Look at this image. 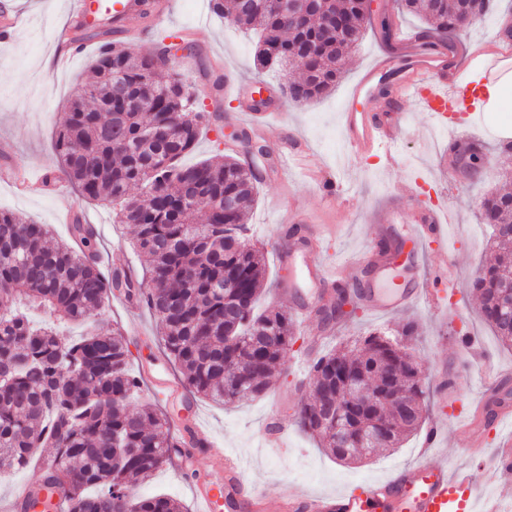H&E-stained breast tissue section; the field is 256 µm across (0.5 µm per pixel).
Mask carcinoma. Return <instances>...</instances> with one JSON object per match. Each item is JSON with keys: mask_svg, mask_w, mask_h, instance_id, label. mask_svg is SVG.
Wrapping results in <instances>:
<instances>
[{"mask_svg": "<svg viewBox=\"0 0 512 512\" xmlns=\"http://www.w3.org/2000/svg\"><path fill=\"white\" fill-rule=\"evenodd\" d=\"M209 2L215 15L257 35L260 68L284 60L302 68L301 79L286 87L297 102L336 87L343 61L371 24L365 0H303L296 24L239 0ZM396 2L399 11L425 21L422 34L452 42L472 26L470 15L486 18L497 0ZM337 15L350 20L341 34L329 29ZM96 36L103 49L56 131L62 175L83 198L119 204V222L135 226V246L146 257L151 283L141 299L160 319L164 349L189 391L226 405L258 396L294 340L287 313L258 309L264 273L258 252L233 251L224 236L227 224L247 227L259 179L239 157L184 163L208 118L190 102L181 76L166 67L171 46L142 55L112 41L110 27ZM134 187L147 200L131 194ZM229 195L236 207L226 213ZM481 219L492 229L497 256L471 288L481 297L483 319L512 347L506 309L512 297V192L488 194ZM226 276L240 287L224 288ZM114 288L141 284L100 267L94 231L82 213H74L70 241L52 245L46 225L0 211V471L25 467L34 448H53L43 480L63 498L66 512H179L165 494L131 492L130 483L150 478L179 442L154 405H131L140 381L128 368L124 332L98 321ZM34 308L51 319L32 324L26 311ZM67 322L92 330L72 337L63 329ZM412 333L409 326L400 339L371 335L354 353L342 349L315 361L314 398L301 404L296 422L322 438L336 459L353 456L337 447L320 407L347 406L353 448L363 425L388 428L384 448L401 445L421 427V381L406 362ZM342 375L369 379L356 400H349ZM389 380L406 394L412 417L374 400Z\"/></svg>", "mask_w": 512, "mask_h": 512, "instance_id": "carcinoma-1", "label": "carcinoma"}]
</instances>
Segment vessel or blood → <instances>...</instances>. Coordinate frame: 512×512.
I'll return each instance as SVG.
<instances>
[{
    "mask_svg": "<svg viewBox=\"0 0 512 512\" xmlns=\"http://www.w3.org/2000/svg\"><path fill=\"white\" fill-rule=\"evenodd\" d=\"M171 7L172 0H75L68 24L72 28L92 21L95 11L101 9L111 13L114 29L132 35L135 21L146 15L163 21ZM76 50L70 33L61 34L54 49L55 69L67 68ZM471 58L481 74L478 87L461 74L452 48L415 33L400 34L398 47L377 55L348 90L339 125L349 153L360 155L382 146L392 149L399 142L404 114L380 100L379 87L384 82L392 85L398 100L419 102L436 120L455 111L464 99L469 102V111H483L490 92L512 82V44L496 40L473 44ZM283 138L285 145L275 156L277 172H287L299 157L313 158V151L291 130H284ZM288 221L278 253L279 263L287 272L282 291L296 302L303 318L330 304L335 290L347 289L369 269L374 270L379 285L361 289L358 297L377 312L394 313L422 301L434 305L450 290L448 251L441 246L452 221L450 211L395 208L384 216V223L412 225L414 238L425 237L441 246L438 266L431 272L417 273L410 288H388L390 257L377 243L357 259L340 265L336 274H329L322 265L307 260L308 254L317 250L318 239L304 215L289 213ZM439 439V432H430L429 447L418 460L384 481H369L345 493L323 496L283 487L279 508L281 512H501L497 501L481 500L469 472H452L446 464L433 461L431 449ZM214 463L224 472V490H199L195 495L198 512H255L262 495L247 486L236 459L220 453ZM509 478L512 448L506 446L494 452L484 468V479L499 482Z\"/></svg>",
    "mask_w": 512,
    "mask_h": 512,
    "instance_id": "1",
    "label": "vessel or blood"
}]
</instances>
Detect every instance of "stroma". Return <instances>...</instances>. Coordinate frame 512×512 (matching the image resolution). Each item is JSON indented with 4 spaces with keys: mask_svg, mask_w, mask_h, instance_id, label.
<instances>
[{
    "mask_svg": "<svg viewBox=\"0 0 512 512\" xmlns=\"http://www.w3.org/2000/svg\"><path fill=\"white\" fill-rule=\"evenodd\" d=\"M9 2L24 23L14 41L0 47V139L13 143L12 165L29 171L34 182L22 193L0 182V210L17 212L48 225L52 237L61 241L69 237L67 224L61 221L62 212L82 208L85 217L100 226L95 248L103 267H111L113 259H123L136 274H143L146 259L133 247V225L113 223L111 209L102 203L79 202L74 193L64 198L53 196L38 183L42 175L57 167L55 132L73 86L86 76L98 47L90 45L62 71L44 69L43 62L51 57L58 35L68 21L72 0ZM369 10L373 24L367 27L362 42L350 55L336 88L309 103L292 101L280 91L286 81L298 80L299 71H290L285 76L277 69H258L255 37L214 15L209 0H174L168 22L129 42L131 48L144 54L155 51L159 42L176 36L178 27L197 31L199 53L192 55L181 50L174 59L176 72L197 94L199 109L209 115V126L201 133L195 150L187 155V163L221 157L232 149L240 155L245 152L242 137L248 128L244 108L237 97L214 86L215 79L229 69L237 79L269 83L289 128L316 152L322 180H340L346 186L350 206L333 210L326 207L318 184L309 182L302 170L279 177L269 157L280 146V131L271 129L269 138L263 142L266 155L257 161L263 178L247 220L250 240L262 250L266 265L260 308L289 313L294 310L293 301L278 291L281 270L276 257L289 209L302 208L311 223L335 225V235L323 238L317 257L318 262L330 268L348 262L379 237V212L387 206L439 203L455 217L454 224L448 227L447 245L452 259L449 273L455 281L456 293L447 313L419 305L388 314L362 307L354 317L333 323L321 317L310 322L295 318L296 340L266 393L239 399L231 405L193 395L165 400L149 389H141L140 401L154 404L170 421L188 420L191 409H198L202 424L211 431L218 447L195 451L194 475L189 479L184 476L181 455L173 454L170 465L157 471L151 480L135 486L136 494L164 493L180 501L187 512H193L195 488L224 478L223 472L212 464L217 450L241 460L247 481L256 485L266 499L265 512H279L277 494L280 486L288 482L308 494L322 495L341 493L361 482L388 479L398 466L416 461L428 436V425L444 417L438 391L445 380L454 385L459 395V423L442 434L433 458L447 462L450 470L467 469L475 480L483 478L482 462L467 454L468 434L459 424L481 415L487 397L483 389L486 380L505 371L509 374L507 383L512 386V348L502 346L483 320L479 298L471 289L476 271L493 259L488 249L490 230L479 222L480 207L483 197L497 186L503 169L512 168V152L503 148L505 142L512 141V128L491 137L474 125L471 115L460 113L458 127L467 128L469 135L484 147L485 172L476 182L464 177L451 182L444 176L448 139L436 136L432 117L414 102L402 105L406 125L397 145L400 166L386 168L380 154L364 158L347 154L338 113L347 89L378 51L381 17H389L407 32L416 31L421 25L418 17L398 13L395 0H369ZM410 236L411 228L406 224L396 225L390 234L409 256L406 265L395 266L393 270L398 283L403 282L407 268L427 270L439 261L435 245L413 244ZM100 320L105 324H122L131 351L132 374H139L142 363L159 362L165 364L171 376H178V368L169 363L163 351L160 323L146 307L134 308L116 299L108 304ZM409 326L414 329L409 349L425 368L426 428L411 436L402 447L381 448L358 461L334 459L318 439L303 432L294 420L297 407L313 396V360L371 334L400 337ZM269 421L287 423L288 456L276 458L267 453L263 427Z\"/></svg>",
    "mask_w": 512,
    "mask_h": 512,
    "instance_id": "obj_1",
    "label": "stroma"
}]
</instances>
